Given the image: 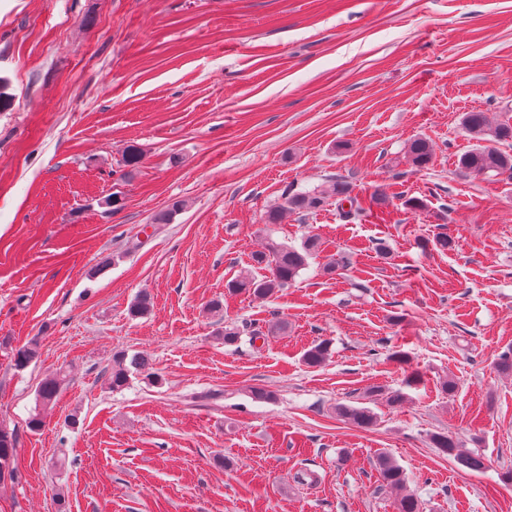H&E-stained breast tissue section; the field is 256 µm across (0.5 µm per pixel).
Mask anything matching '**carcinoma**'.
<instances>
[{
	"label": "carcinoma",
	"instance_id": "carcinoma-1",
	"mask_svg": "<svg viewBox=\"0 0 512 512\" xmlns=\"http://www.w3.org/2000/svg\"><path fill=\"white\" fill-rule=\"evenodd\" d=\"M461 125L470 139L475 141L472 148L457 156V170L468 177L490 178L497 177L506 181L512 180V155L503 153L492 147L494 143L512 144V116L492 123L487 113L467 112L461 118ZM407 155L413 166L426 167L432 158V149L429 142L423 138H416L407 145ZM143 162V152L137 146L127 147L123 156V166L126 174L136 172ZM388 195L380 187L376 188L365 199L354 195V186L346 178L339 176L328 181L324 186L313 189H300L289 187L281 195V202L266 211L264 224H278L283 213L307 215L324 209L328 205H336L343 211L346 218L356 216L362 212L372 211L386 205ZM349 203V210H343V204ZM185 203L174 200L154 217L156 224H168L175 214L180 212ZM321 247L315 237L306 239L301 246L295 247L268 237L267 244L262 251L251 254V267L264 269L268 274L258 278L252 271L246 270L227 284L232 294H247L258 299L269 298L285 288L296 283L304 270L309 267L312 258ZM152 306L148 294H140L130 305L128 315L140 318L148 314ZM332 343L328 339H320L308 347L302 361L308 367H317L331 354ZM37 357L36 347H23L16 350L13 356L14 367L26 368ZM137 373L144 376L151 384H160V377L149 367L148 361L139 356L127 357L123 353L115 356L114 365L108 378L109 389L121 392L128 387L130 375ZM66 381V374L62 371L45 379L37 389V400L47 406L54 403ZM336 413L352 425L367 429L375 423L376 416L373 410L366 406L340 404ZM434 447L445 455L454 459L463 467L471 471H483L488 468L485 456L472 453L458 452L459 442L445 433H437L431 437ZM16 448L13 433L5 427H0V478L5 473H13ZM382 485L400 489L405 483L403 469L389 456L382 454L377 460Z\"/></svg>",
	"mask_w": 512,
	"mask_h": 512
}]
</instances>
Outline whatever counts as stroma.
Returning <instances> with one entry per match:
<instances>
[{
    "label": "stroma",
    "instance_id": "1",
    "mask_svg": "<svg viewBox=\"0 0 512 512\" xmlns=\"http://www.w3.org/2000/svg\"><path fill=\"white\" fill-rule=\"evenodd\" d=\"M0 95V426L17 448L0 512H396L382 452L422 512H512V374L497 367L512 182L455 167L462 113L512 111V0H0ZM414 138L433 149L420 170ZM131 145L144 160L126 179ZM336 175L384 187L383 219L330 206L266 232L286 187ZM174 199L183 210L154 223ZM441 228L455 249H422ZM269 234L322 247L281 294L228 293ZM144 292L150 313L129 318ZM269 320L287 331L251 341ZM323 338L330 357L307 367ZM121 351L161 384L111 391ZM376 386L405 399L369 401L367 429L337 415ZM437 432L489 468L440 453ZM305 469L316 484L297 482ZM407 155L412 165L425 168L431 161L432 149L429 142L423 138H416L407 145ZM66 381L64 371H59L53 376L46 378L40 383L37 389V400L42 406L54 403L60 394ZM377 466L382 485L396 490L403 487L405 483V473L391 456L385 454L380 455L377 460Z\"/></svg>",
    "mask_w": 512,
    "mask_h": 512
}]
</instances>
